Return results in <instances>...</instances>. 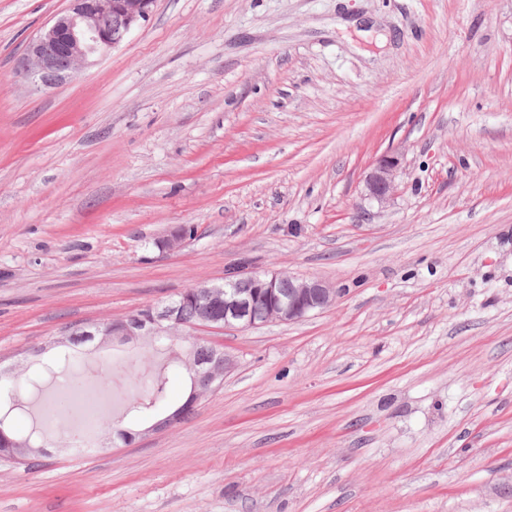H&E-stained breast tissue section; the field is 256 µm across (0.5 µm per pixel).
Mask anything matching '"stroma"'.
Instances as JSON below:
<instances>
[{
    "mask_svg": "<svg viewBox=\"0 0 512 512\" xmlns=\"http://www.w3.org/2000/svg\"><path fill=\"white\" fill-rule=\"evenodd\" d=\"M69 6L0 0V364L127 392L87 439L48 428L36 465L0 458V512H512V0H156L71 78H19ZM266 270L336 301L192 329L232 364L173 426L184 369L129 409L162 362L144 340L47 347ZM60 396L22 394L11 430ZM398 159L381 155L365 178L367 195L378 203H384L393 194L397 176Z\"/></svg>",
    "mask_w": 512,
    "mask_h": 512,
    "instance_id": "obj_1",
    "label": "stroma"
}]
</instances>
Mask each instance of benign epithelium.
<instances>
[{
  "label": "benign epithelium",
  "instance_id": "7a95c632",
  "mask_svg": "<svg viewBox=\"0 0 512 512\" xmlns=\"http://www.w3.org/2000/svg\"><path fill=\"white\" fill-rule=\"evenodd\" d=\"M155 0H71L69 9L45 25L26 46L16 72L23 78L34 75L45 87L61 82L72 71L89 63L90 59L122 44L131 32L150 17ZM398 159L382 155L365 178L367 195L379 203L389 199L395 189ZM252 288L244 292L232 280L221 284L206 283L192 290L193 299L208 307L224 303V326L250 329L267 322H292L306 315L330 307L336 300L335 289L316 278L296 279L277 271H256L248 274ZM292 281L288 295L280 293V283ZM267 303L261 321L251 313L255 302ZM178 306L170 301L152 309L146 318L133 322L112 324V335L126 340L142 335V329L156 333L170 326H180ZM103 333L99 324L70 327L60 331L50 341L55 346L72 337L98 336ZM231 365L228 356L214 355L210 366L193 364V393L215 390L222 384V376Z\"/></svg>",
  "mask_w": 512,
  "mask_h": 512
}]
</instances>
